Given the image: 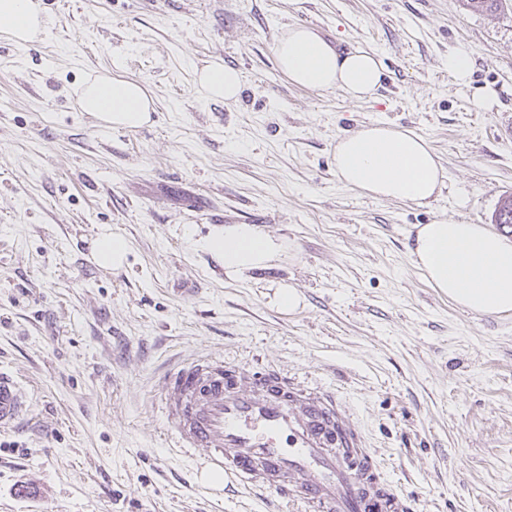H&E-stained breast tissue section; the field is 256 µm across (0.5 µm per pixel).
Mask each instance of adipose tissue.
Masks as SVG:
<instances>
[{
	"instance_id": "1",
	"label": "adipose tissue",
	"mask_w": 512,
	"mask_h": 512,
	"mask_svg": "<svg viewBox=\"0 0 512 512\" xmlns=\"http://www.w3.org/2000/svg\"><path fill=\"white\" fill-rule=\"evenodd\" d=\"M48 23L40 0H0V34L18 45L43 39ZM274 54L279 70L296 86L340 90L357 101L376 97L388 77L375 50L341 51L313 28L287 27ZM242 75L214 58L195 70V89L209 101L237 100ZM83 112L107 129H138L152 119L154 100L134 80L89 73L77 90ZM336 177L375 199L424 205L440 194L445 170L429 141L410 130L372 123L336 140ZM194 249L209 253L230 275L266 266L280 251L274 238L254 225L228 224ZM412 264L440 295L475 316H512V242L480 224L444 219L414 228Z\"/></svg>"
}]
</instances>
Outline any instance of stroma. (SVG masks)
Here are the masks:
<instances>
[{
    "mask_svg": "<svg viewBox=\"0 0 512 512\" xmlns=\"http://www.w3.org/2000/svg\"><path fill=\"white\" fill-rule=\"evenodd\" d=\"M42 4L45 41L0 36V367L32 397L0 433V512H281L168 446L163 377L199 356L333 389L413 512H512V317L461 312L407 252L414 225L491 228L512 195V0ZM291 25L377 51V99L292 84L274 55ZM457 50L471 85L448 71ZM216 57L242 74L236 102L196 96ZM91 72L142 82L151 124L100 128L75 95ZM484 85L498 100L479 112ZM374 122L431 142L430 205L338 181L337 136ZM228 223L274 237L277 259L230 276L191 247ZM106 227L122 269L92 260ZM448 71L461 84H469L473 71V57L466 51H458L448 56Z\"/></svg>",
    "mask_w": 512,
    "mask_h": 512,
    "instance_id": "obj_1",
    "label": "stroma"
}]
</instances>
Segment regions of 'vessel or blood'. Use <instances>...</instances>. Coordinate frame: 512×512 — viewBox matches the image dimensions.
<instances>
[{"label":"vessel or blood","instance_id":"1","mask_svg":"<svg viewBox=\"0 0 512 512\" xmlns=\"http://www.w3.org/2000/svg\"><path fill=\"white\" fill-rule=\"evenodd\" d=\"M31 399L0 368V430L17 429ZM161 410L172 447L203 450L209 472L309 512H411L334 392L222 359L181 362L164 376Z\"/></svg>","mask_w":512,"mask_h":512}]
</instances>
